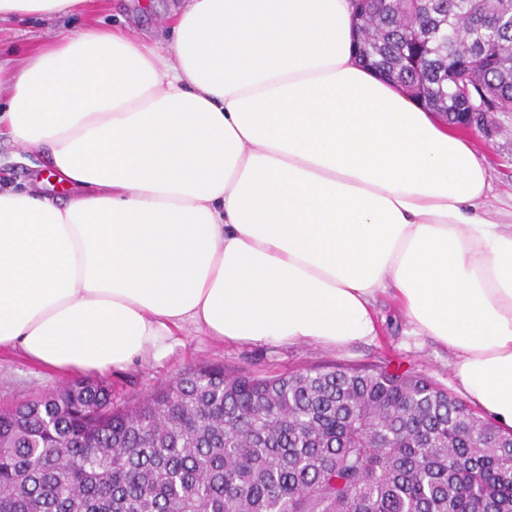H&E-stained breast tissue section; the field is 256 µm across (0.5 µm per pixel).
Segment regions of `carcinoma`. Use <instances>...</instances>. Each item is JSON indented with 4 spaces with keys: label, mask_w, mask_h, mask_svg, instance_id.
I'll return each instance as SVG.
<instances>
[{
    "label": "carcinoma",
    "mask_w": 512,
    "mask_h": 512,
    "mask_svg": "<svg viewBox=\"0 0 512 512\" xmlns=\"http://www.w3.org/2000/svg\"><path fill=\"white\" fill-rule=\"evenodd\" d=\"M361 10L359 62L448 124L512 113V0ZM0 512H512V432L385 368L204 366L122 407L78 379L0 411Z\"/></svg>",
    "instance_id": "obj_1"
}]
</instances>
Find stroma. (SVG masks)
Here are the masks:
<instances>
[{
	"instance_id": "35a3bbf8",
	"label": "stroma",
	"mask_w": 512,
	"mask_h": 512,
	"mask_svg": "<svg viewBox=\"0 0 512 512\" xmlns=\"http://www.w3.org/2000/svg\"><path fill=\"white\" fill-rule=\"evenodd\" d=\"M176 0H88L83 11L51 20L28 17L0 24V81H8L19 61L35 47L49 42L59 31L78 32L90 26L127 29L145 42L165 35ZM500 129L475 137L473 145L483 156L491 201L512 199V115L500 118ZM47 162L11 142L0 140V182L35 186L43 195L66 201L72 188L50 183ZM377 333L349 346L324 347L315 343L289 346L226 342L193 327H184L171 351L163 358L134 363L123 370L101 373L111 384L115 403L142 397L154 385L206 364L223 366L229 374L275 376L309 368L347 365L372 369L422 373L452 395L461 390L455 378V356L427 336H416L394 301L386 295L376 303ZM64 375L29 362L19 350L0 349V410L39 397L66 383Z\"/></svg>"
}]
</instances>
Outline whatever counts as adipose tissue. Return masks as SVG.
I'll return each mask as SVG.
<instances>
[{
  "label": "adipose tissue",
  "instance_id": "obj_1",
  "mask_svg": "<svg viewBox=\"0 0 512 512\" xmlns=\"http://www.w3.org/2000/svg\"><path fill=\"white\" fill-rule=\"evenodd\" d=\"M82 0H0V23ZM0 135L75 193L0 189V347L71 375L227 342L342 347L392 291L512 431V209L469 137L361 66L351 0H182L169 40L58 34Z\"/></svg>",
  "mask_w": 512,
  "mask_h": 512
}]
</instances>
